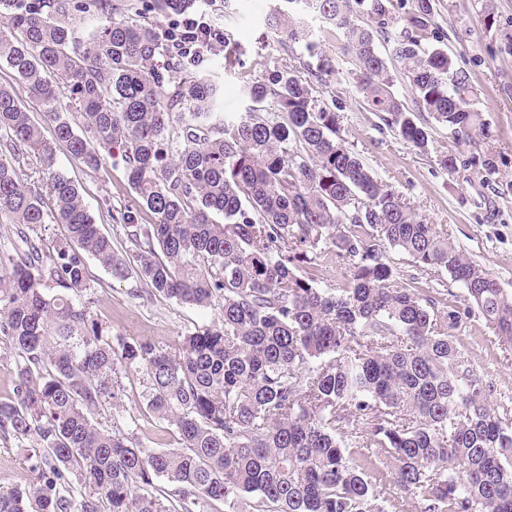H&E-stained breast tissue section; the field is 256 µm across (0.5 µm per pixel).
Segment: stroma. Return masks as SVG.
<instances>
[{"label":"stroma","instance_id":"obj_1","mask_svg":"<svg viewBox=\"0 0 512 512\" xmlns=\"http://www.w3.org/2000/svg\"><path fill=\"white\" fill-rule=\"evenodd\" d=\"M277 0H234L235 14L226 23L228 30L246 47L248 54L263 51L269 60L287 59L295 63L303 57L299 46L282 49L273 43L265 18ZM493 11L497 22L486 26L484 15ZM435 20L448 34V51L459 67L468 71L480 94L479 107L491 125L496 145L505 157L500 166L504 179L512 180V0H436ZM325 49L336 70L319 88L324 100L335 101L342 118L343 138L361 154L376 175L433 223L445 225L452 242L477 263L485 266L500 285L512 290V192L498 194L483 182L477 168L467 166L472 153L458 143L446 128L427 113L418 119L426 126L432 147L420 152L390 130L379 129L373 113L367 112L353 87L355 70L339 36L327 39ZM459 154L465 164L456 173L442 170L441 152ZM56 167L85 189V202L117 253H124L126 235L113 214L134 204L127 173L119 159H107L104 167L92 172L77 167L66 150H58ZM389 262L401 283L430 292L463 297L443 274L415 266L411 258L389 250ZM92 309L107 322L113 334L127 338L145 337L161 345H172L195 327L213 321L214 310L191 308L175 301L141 293L137 279L112 278L97 261H89ZM458 336L466 365L491 382L498 392L500 409L512 413V364L503 363L496 346L485 335L478 318L463 324ZM144 375L130 371L122 376L124 396L120 407L105 409L99 417L105 428L118 427L132 433L150 449L178 445V435L168 422L158 419L141 402ZM29 441L0 435V489L24 488L36 475L27 459Z\"/></svg>","mask_w":512,"mask_h":512}]
</instances>
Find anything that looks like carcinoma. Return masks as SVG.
Masks as SVG:
<instances>
[{
  "instance_id": "carcinoma-1",
  "label": "carcinoma",
  "mask_w": 512,
  "mask_h": 512,
  "mask_svg": "<svg viewBox=\"0 0 512 512\" xmlns=\"http://www.w3.org/2000/svg\"><path fill=\"white\" fill-rule=\"evenodd\" d=\"M284 2L268 29L316 62L256 54L264 73L240 76L245 111L223 113L224 85L204 68L219 44L200 37L180 57L154 19L189 16L199 0H0V63L53 127L45 137L0 84V223L17 236L0 247V344L17 361L0 432L33 441L36 473L30 488L0 490V512H238L245 497L255 512H385L396 488L424 512H512V417L454 334L476 315L511 361L512 292L347 145L318 98L335 71L320 43L345 39L354 88L383 126L426 151L416 113H428L479 147L471 164L490 181L499 154L476 90L435 0ZM76 11L98 22L84 38ZM244 55L224 34L225 64L242 69ZM60 145L93 172L106 154L124 163L152 215L121 212L125 254L55 170ZM51 223L64 233L48 242ZM392 248L449 275L465 306L399 285ZM333 255L347 275L329 291L317 271ZM90 259L217 319L174 347L114 336L85 300ZM133 370L181 447L101 427ZM382 455L389 480L375 472Z\"/></svg>"
}]
</instances>
